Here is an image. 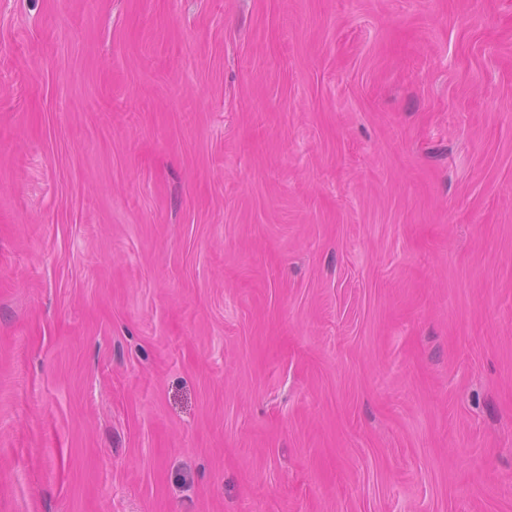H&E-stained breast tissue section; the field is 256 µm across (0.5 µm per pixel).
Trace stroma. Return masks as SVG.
<instances>
[{"instance_id":"obj_1","label":"stroma","mask_w":512,"mask_h":512,"mask_svg":"<svg viewBox=\"0 0 512 512\" xmlns=\"http://www.w3.org/2000/svg\"><path fill=\"white\" fill-rule=\"evenodd\" d=\"M0 512H512V0H0Z\"/></svg>"}]
</instances>
